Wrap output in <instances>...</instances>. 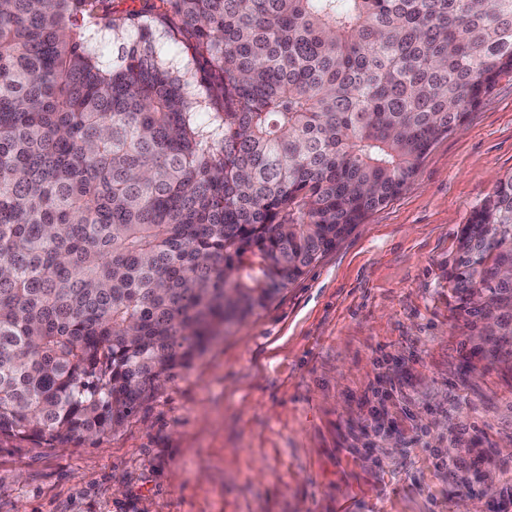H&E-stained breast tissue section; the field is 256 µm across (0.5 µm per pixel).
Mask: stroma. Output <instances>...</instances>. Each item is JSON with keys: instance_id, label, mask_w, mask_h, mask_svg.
<instances>
[{"instance_id": "1", "label": "stroma", "mask_w": 512, "mask_h": 512, "mask_svg": "<svg viewBox=\"0 0 512 512\" xmlns=\"http://www.w3.org/2000/svg\"><path fill=\"white\" fill-rule=\"evenodd\" d=\"M512 174V74L115 432L0 435V512H512V369L473 354L458 235Z\"/></svg>"}]
</instances>
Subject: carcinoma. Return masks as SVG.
<instances>
[{
	"instance_id": "obj_1",
	"label": "carcinoma",
	"mask_w": 512,
	"mask_h": 512,
	"mask_svg": "<svg viewBox=\"0 0 512 512\" xmlns=\"http://www.w3.org/2000/svg\"><path fill=\"white\" fill-rule=\"evenodd\" d=\"M0 0V435L114 432L512 72V0ZM191 42L193 67L166 43ZM112 58H107L108 46ZM512 175L448 288L512 360Z\"/></svg>"
}]
</instances>
